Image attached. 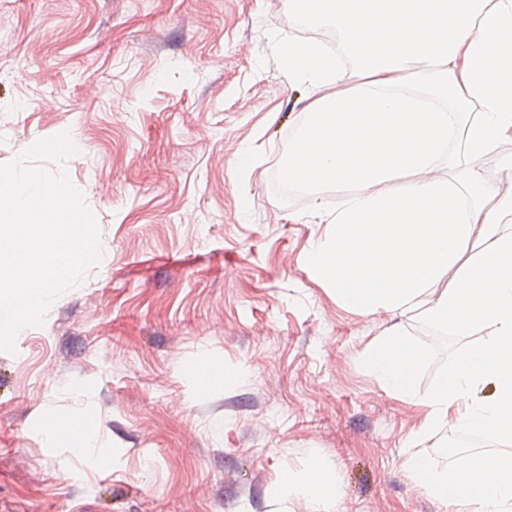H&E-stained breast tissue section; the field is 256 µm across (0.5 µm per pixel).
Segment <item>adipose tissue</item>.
<instances>
[{
	"mask_svg": "<svg viewBox=\"0 0 512 512\" xmlns=\"http://www.w3.org/2000/svg\"><path fill=\"white\" fill-rule=\"evenodd\" d=\"M283 3L303 26L339 38L281 47L283 76L309 94L280 173L304 192H345L320 215L307 272L355 314L413 312L482 335L424 395L414 386L421 354L399 328L376 337L363 362L391 395L420 399V438L447 429L511 441L512 200L479 164L512 142V0ZM344 57L355 62L348 87L338 84ZM417 64L430 67L426 81ZM406 469L454 512H512V461L465 453L446 463L419 450ZM278 491L321 503L337 482L314 460Z\"/></svg>",
	"mask_w": 512,
	"mask_h": 512,
	"instance_id": "adipose-tissue-1",
	"label": "adipose tissue"
}]
</instances>
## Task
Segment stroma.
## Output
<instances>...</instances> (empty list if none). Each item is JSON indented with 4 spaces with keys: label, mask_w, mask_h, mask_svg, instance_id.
Segmentation results:
<instances>
[{
    "label": "stroma",
    "mask_w": 512,
    "mask_h": 512,
    "mask_svg": "<svg viewBox=\"0 0 512 512\" xmlns=\"http://www.w3.org/2000/svg\"><path fill=\"white\" fill-rule=\"evenodd\" d=\"M303 37L280 0H0V163L69 131L103 246L0 352V512H448L404 468L425 406L361 355L399 324L424 393L478 339L432 346L422 316L357 315L308 275L337 192L280 193L307 93L280 47ZM313 459L340 482L322 507L277 491ZM45 431L50 436H61L66 438L73 446L80 447L84 444L85 430H78L69 423H62L56 420L46 422Z\"/></svg>",
    "instance_id": "stroma-1"
}]
</instances>
